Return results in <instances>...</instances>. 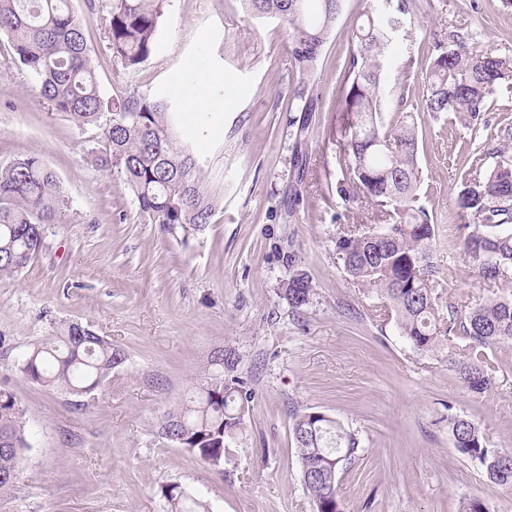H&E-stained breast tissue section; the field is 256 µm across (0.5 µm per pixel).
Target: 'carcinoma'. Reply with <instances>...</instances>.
I'll return each mask as SVG.
<instances>
[{"label":"carcinoma","instance_id":"carcinoma-1","mask_svg":"<svg viewBox=\"0 0 512 512\" xmlns=\"http://www.w3.org/2000/svg\"><path fill=\"white\" fill-rule=\"evenodd\" d=\"M167 0H88L89 11L107 16L112 57L136 69L155 52ZM255 16L288 25L291 55L303 75L318 69L325 45L342 11V0H243ZM366 0L362 21L351 37L339 90L347 122L340 144L336 195L362 201L392 218L374 230L356 224L336 239L344 270L359 287L376 290L387 301L402 336L420 353L436 354L454 337L468 340L446 361L474 394L487 392L496 368L488 351L512 344V298L498 297L461 314L439 311L436 225L415 206L419 184L418 127L408 121V97H394L383 78L393 33L404 29L407 0ZM11 60L23 65L38 95L78 128L99 130L103 148L96 164L119 175L139 210L153 224L183 240L206 229L217 207L202 187L196 159L177 145L164 103L138 95H102L84 26L72 0H0V39ZM425 69L422 111L452 112L477 125L504 87L512 86V59L492 49L469 46L468 36L448 32L435 46ZM317 98L307 87L294 90L288 127L295 137L306 129ZM69 206L56 172L30 153L0 167V277L20 272L43 249L46 233ZM455 206L474 228L463 252L487 286L512 284V161L501 159L484 173L460 181ZM313 291L306 273L296 270L284 283L294 308ZM119 346L89 326L61 321L17 362L23 378L49 389L84 397L112 370L125 364ZM235 350H216L180 407L163 415L158 435L199 460L219 466L227 445L246 429L253 391L234 375ZM457 451L478 463L489 480L512 486V452L491 448L480 428L463 417L450 421ZM301 465V482L315 512H342L337 474L356 457L358 440L339 421L320 411L292 415L290 429ZM31 432L17 396L0 389V499L14 490L20 460ZM168 512H211L209 505L179 485L162 489Z\"/></svg>","mask_w":512,"mask_h":512}]
</instances>
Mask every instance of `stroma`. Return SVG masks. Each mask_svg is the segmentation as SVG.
Instances as JSON below:
<instances>
[{"label":"stroma","mask_w":512,"mask_h":512,"mask_svg":"<svg viewBox=\"0 0 512 512\" xmlns=\"http://www.w3.org/2000/svg\"><path fill=\"white\" fill-rule=\"evenodd\" d=\"M411 3L386 80L413 99L422 97L435 42L449 32L512 58V8L502 0ZM73 4L103 94L165 102L176 141L194 152L219 208L187 245L150 223L122 179L94 164L97 129L51 111L0 46V166L39 154L70 200L43 251L0 279V388L17 395L33 434L0 512H165L161 490L173 484L199 494L211 512H314L290 434L296 410L326 413L359 438L358 457L338 473L344 512H461L473 497L490 512H512V488L460 455L448 424L464 417L491 447L512 451V345L493 350L489 391L470 393L444 357L400 336L381 296L351 283L336 251L346 225L374 223L333 189L346 123L338 86L366 0H343L307 80L292 61L287 25L250 16L243 0H168L155 54L132 71L108 48L105 13ZM301 81L318 107L296 144L288 103ZM194 97L215 105L199 123L187 110ZM414 117L422 137L417 204L437 224L440 305L508 295L480 282L465 256L472 227L457 216L454 192L484 143L512 158V91L491 102L481 125L451 114ZM297 151L307 157L302 175L292 166ZM297 268L313 286L299 308L282 293ZM60 320L90 325L127 354L82 399L30 383L16 367ZM225 346L239 354L236 374L253 400L243 436L213 467L163 443L157 425Z\"/></svg>","instance_id":"stroma-1"}]
</instances>
